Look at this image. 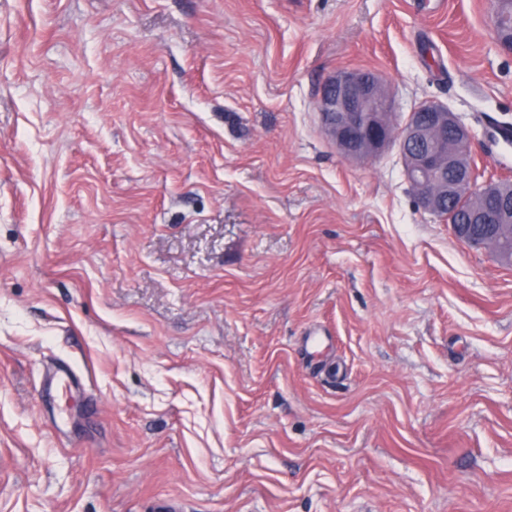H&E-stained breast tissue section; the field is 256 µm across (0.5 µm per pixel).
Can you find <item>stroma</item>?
Wrapping results in <instances>:
<instances>
[{
  "label": "stroma",
  "mask_w": 512,
  "mask_h": 512,
  "mask_svg": "<svg viewBox=\"0 0 512 512\" xmlns=\"http://www.w3.org/2000/svg\"><path fill=\"white\" fill-rule=\"evenodd\" d=\"M494 14L0 0V512H512V266L317 112L372 71L512 177ZM80 381L70 364L63 362L49 374L44 389L47 395L51 396L54 401L65 400L72 396L73 392L78 389Z\"/></svg>",
  "instance_id": "1"
}]
</instances>
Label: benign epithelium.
Wrapping results in <instances>:
<instances>
[{
	"label": "benign epithelium",
	"instance_id": "1",
	"mask_svg": "<svg viewBox=\"0 0 512 512\" xmlns=\"http://www.w3.org/2000/svg\"><path fill=\"white\" fill-rule=\"evenodd\" d=\"M495 30L502 51L512 55V26L498 11ZM319 114L327 137L349 160H368L398 146L406 179L423 211L436 215L459 197L481 199L480 208L464 223L451 225L452 234L463 244L502 257L498 239L486 229L512 222V192H504L497 181L476 180L466 165L472 131L447 106L422 102L400 120L378 75L346 70L328 79Z\"/></svg>",
	"mask_w": 512,
	"mask_h": 512
}]
</instances>
